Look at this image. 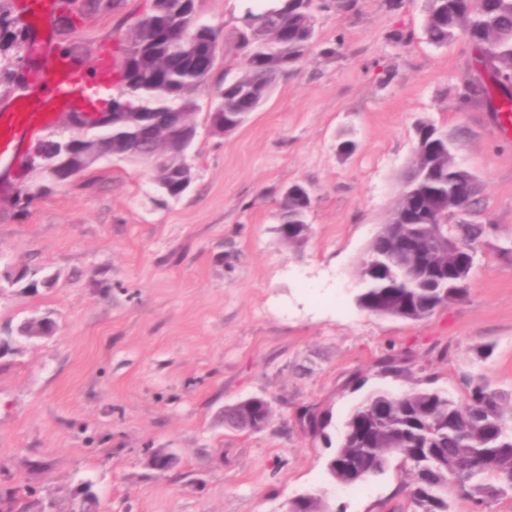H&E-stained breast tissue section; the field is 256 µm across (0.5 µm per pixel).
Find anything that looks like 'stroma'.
<instances>
[{"instance_id":"35a3bbf8","label":"stroma","mask_w":512,"mask_h":512,"mask_svg":"<svg viewBox=\"0 0 512 512\" xmlns=\"http://www.w3.org/2000/svg\"><path fill=\"white\" fill-rule=\"evenodd\" d=\"M150 0L86 12L44 35L92 63ZM223 36L195 96L189 189L157 205L150 167L112 159L36 199L0 207V512H282L298 495L330 512H412L400 462L342 486L328 460L372 394L435 389L466 397L465 376L512 394V138L482 103L462 105L465 36L428 42L423 0H358L316 14L318 42L233 133L208 131L213 89L239 61L242 0H200ZM409 44L395 42L396 33ZM429 121L478 186L462 220L487 225L466 296L411 321L361 308L357 271L395 205ZM352 139V154L340 152ZM313 194L308 234L277 220L293 184ZM52 277L51 287L31 280ZM33 317L46 338L18 340ZM404 354L399 370L383 358ZM269 401L260 431L224 408ZM326 423L304 427L305 412ZM175 457L164 472L155 452ZM251 412L253 418L265 417V415L270 416V405H268L267 407L259 405L253 408ZM251 415L242 410V408L236 411H226V424L228 425L229 429H232L234 431H247L249 430Z\"/></svg>"}]
</instances>
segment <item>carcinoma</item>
Masks as SVG:
<instances>
[{
	"instance_id": "obj_1",
	"label": "carcinoma",
	"mask_w": 512,
	"mask_h": 512,
	"mask_svg": "<svg viewBox=\"0 0 512 512\" xmlns=\"http://www.w3.org/2000/svg\"><path fill=\"white\" fill-rule=\"evenodd\" d=\"M325 7V0H265L245 9L236 32L239 71L224 78L219 90L217 111L224 113V121L243 124L277 81L302 63L314 43L307 17ZM143 17L160 35L152 49L171 62L162 66L160 76L144 71L128 74L118 66L120 90L136 112L133 121L112 128L91 122L67 153L59 151L55 137L39 144L46 161L58 166L56 184H67L96 162L86 145L110 138L124 147L125 160L142 155L159 158L154 183L165 196L180 195L181 144L193 137L182 129L153 135L151 128L161 112L191 115L196 109L194 95L206 86L211 70L182 54L173 31L186 32L201 45L218 41L220 32L201 19L197 0H153ZM423 27L427 40L436 46H445L463 33L472 45L475 71L464 97L495 101L497 113L509 111L512 87L502 77L512 74V0H424ZM417 139L422 152L414 156L403 180L415 195L448 196L458 176L448 138L435 126L421 123ZM304 215L300 198L285 197L277 219L286 228L303 223ZM408 228L425 239L449 232L465 249L478 248L485 232L482 224L449 226L443 217L429 224L417 215L410 216ZM377 236L383 247L379 261L369 256L358 271L364 309L399 317L398 308L377 306L382 300L395 301L405 306L406 317L423 319L466 294L465 288L459 293L448 288L447 257L437 256L427 269L410 273L401 257L388 249L389 225H381ZM270 413V407L259 405L250 414L242 409L227 411L225 420L228 428L247 431L251 418ZM334 457L354 464L368 460L376 464L374 476L384 472L392 458L401 459L413 474V482L406 486L413 512H454L457 501L486 508L501 497H512V395L490 388L479 377L469 378L463 403L429 389L399 394L393 400L388 393L374 394L349 416Z\"/></svg>"
}]
</instances>
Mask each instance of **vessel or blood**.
Masks as SVG:
<instances>
[{
	"instance_id": "b4317fda",
	"label": "vessel or blood",
	"mask_w": 512,
	"mask_h": 512,
	"mask_svg": "<svg viewBox=\"0 0 512 512\" xmlns=\"http://www.w3.org/2000/svg\"><path fill=\"white\" fill-rule=\"evenodd\" d=\"M31 51L42 65L33 76L32 92L13 111L0 113V163L18 160L26 137L53 126L72 104L113 77L111 59L91 65L81 60L65 62L42 37L32 43Z\"/></svg>"
}]
</instances>
